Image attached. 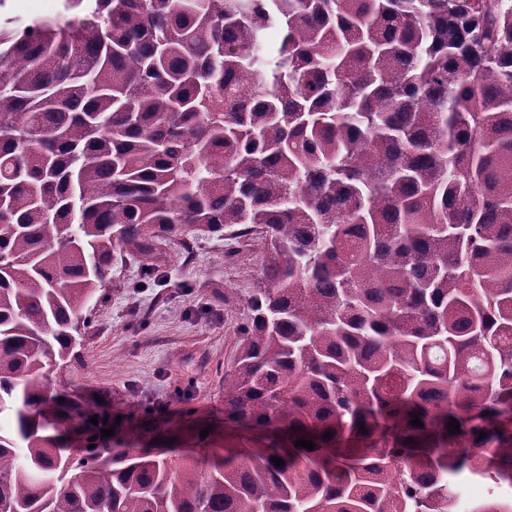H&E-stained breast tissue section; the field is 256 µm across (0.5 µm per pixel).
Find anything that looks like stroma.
Instances as JSON below:
<instances>
[{
    "label": "stroma",
    "instance_id": "1",
    "mask_svg": "<svg viewBox=\"0 0 512 512\" xmlns=\"http://www.w3.org/2000/svg\"><path fill=\"white\" fill-rule=\"evenodd\" d=\"M263 256L256 232L172 238L151 257L114 260L76 359L50 373L53 387L122 412L132 426L145 409L163 411L174 419L164 457L205 460L224 443V376L235 368Z\"/></svg>",
    "mask_w": 512,
    "mask_h": 512
}]
</instances>
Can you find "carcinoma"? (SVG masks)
<instances>
[{"label": "carcinoma", "mask_w": 512, "mask_h": 512, "mask_svg": "<svg viewBox=\"0 0 512 512\" xmlns=\"http://www.w3.org/2000/svg\"><path fill=\"white\" fill-rule=\"evenodd\" d=\"M63 8L0 23V512H512V0ZM226 230L265 245L237 442L102 446L49 378L85 305Z\"/></svg>", "instance_id": "cac0c4a2"}]
</instances>
